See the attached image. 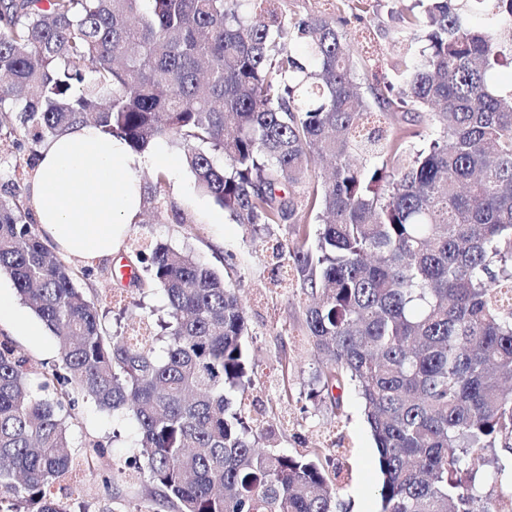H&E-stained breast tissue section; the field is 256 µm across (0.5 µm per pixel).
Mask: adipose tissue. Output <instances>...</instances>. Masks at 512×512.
<instances>
[{"label": "adipose tissue", "instance_id": "1", "mask_svg": "<svg viewBox=\"0 0 512 512\" xmlns=\"http://www.w3.org/2000/svg\"><path fill=\"white\" fill-rule=\"evenodd\" d=\"M175 168L164 149L130 150L77 126L53 138L33 171L29 194L40 233L58 251L87 261L112 256L138 223L145 166Z\"/></svg>", "mask_w": 512, "mask_h": 512}]
</instances>
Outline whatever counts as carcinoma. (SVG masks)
Wrapping results in <instances>:
<instances>
[{"instance_id":"1","label":"carcinoma","mask_w":512,"mask_h":512,"mask_svg":"<svg viewBox=\"0 0 512 512\" xmlns=\"http://www.w3.org/2000/svg\"><path fill=\"white\" fill-rule=\"evenodd\" d=\"M280 2L0 0V144L32 169L74 125L136 153L164 139L252 238L288 226L271 279L292 271L309 300L308 398L339 418L357 390L379 512H512L479 482L512 453V0H412L381 86L358 74L369 0L289 19ZM409 105L429 133L395 132ZM0 186V273L60 346L36 364L0 339V512H70L62 483L107 453L75 442L84 403L138 432L95 512L134 485L152 512H346L319 458L246 417L247 317L223 277L189 248L133 242L130 284L161 290L167 318L114 334L80 284L92 269L63 262L29 195ZM144 202L189 223L157 190Z\"/></svg>"}]
</instances>
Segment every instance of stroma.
<instances>
[{"instance_id":"35a3bbf8","label":"stroma","mask_w":512,"mask_h":512,"mask_svg":"<svg viewBox=\"0 0 512 512\" xmlns=\"http://www.w3.org/2000/svg\"><path fill=\"white\" fill-rule=\"evenodd\" d=\"M372 23L380 36L375 53L365 71L366 77L389 74L394 59L393 32L399 25L397 14L381 8L372 13ZM158 170L143 169L140 179L144 187L161 184L166 197L188 209L193 221L189 224L165 223L143 212L141 220L128 234V244L118 254L93 261V277L86 281L98 298L103 321L107 327L129 330L140 316L163 317L165 298L160 291L146 294L130 287L128 282L112 278L114 265L120 258L130 257L131 240L161 241L192 248L202 262L217 272H224L225 255H234L236 270L229 280L237 288L247 309L249 334L246 344L252 358L254 385L248 396L253 403L252 415L263 426L273 427L278 447L285 452L314 453L315 449L331 447L340 442L341 461L348 477L338 484L337 493L349 512H378L376 488L380 475L375 466L376 448L364 420L361 403L355 390H347L345 414L335 418L329 407L316 406L306 398L305 382L314 364L313 355L304 348L298 336L302 321V304L293 288H277L270 281L273 264L270 243L252 241L241 225L225 220L224 211L203 196L195 187L194 178L186 167L166 171L164 180H157ZM226 272V271H225ZM0 295L11 300L26 317L25 322H0V337H9L18 350L35 361H50L57 357L58 346L50 334L27 335L28 325L39 319L22 303L12 281L0 274ZM292 354L296 372L283 378L281 363L285 354ZM136 434L135 425L123 418L98 413L92 405L80 409L76 439L102 441L108 454L100 468L83 472L78 477V493L71 501L73 512L94 504L104 490L103 470L123 466L130 456Z\"/></svg>"}]
</instances>
